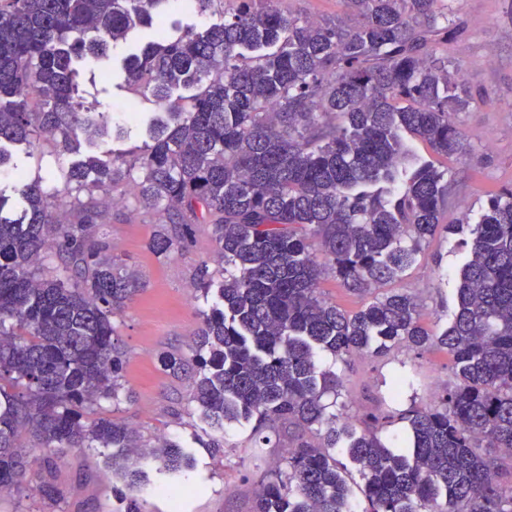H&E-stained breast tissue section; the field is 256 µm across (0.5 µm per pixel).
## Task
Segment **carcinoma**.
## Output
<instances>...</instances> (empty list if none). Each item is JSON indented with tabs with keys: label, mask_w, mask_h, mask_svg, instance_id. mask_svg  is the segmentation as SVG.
<instances>
[{
	"label": "carcinoma",
	"mask_w": 512,
	"mask_h": 512,
	"mask_svg": "<svg viewBox=\"0 0 512 512\" xmlns=\"http://www.w3.org/2000/svg\"><path fill=\"white\" fill-rule=\"evenodd\" d=\"M170 2L0 0V145L111 133L108 113L79 100V65L140 25L155 40L127 83L164 109L133 158L90 156L54 191L24 183L23 219L0 214V496L64 448H103L128 487L124 512H150L142 461L171 478L191 466L182 443L146 444L101 412L124 390L112 318L137 281L106 254L94 191L124 182L133 210L168 219L149 243L157 256L210 228L221 280L200 268L195 288L212 304L198 341L159 357L165 372L193 374L210 447L231 423L297 430L251 512H356L338 448L364 480L362 512H512V187L466 224L458 310L441 333L411 295L378 293L417 262L450 205L448 171L406 136L446 158L465 152L451 115L468 99L438 54L459 28L442 0H345L359 15L350 29L237 0L224 21L177 38L161 24ZM180 86L194 94L171 98ZM326 270L368 302L348 312L323 298ZM397 346L446 350L454 381L401 413L409 436L393 450L378 436L391 417L331 410L343 380L320 355Z\"/></svg>",
	"instance_id": "carcinoma-1"
}]
</instances>
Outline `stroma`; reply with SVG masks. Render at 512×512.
I'll use <instances>...</instances> for the list:
<instances>
[{"label":"stroma","mask_w":512,"mask_h":512,"mask_svg":"<svg viewBox=\"0 0 512 512\" xmlns=\"http://www.w3.org/2000/svg\"><path fill=\"white\" fill-rule=\"evenodd\" d=\"M274 5L295 17L355 23L345 0H275ZM444 6L465 28L462 36L449 41L446 51L450 61L461 64L462 81L473 92L468 105L454 115L468 152L437 158L427 142L415 141L418 155L447 169L455 200L443 216L445 230L424 246L418 262L393 284L416 298L422 323L434 331L446 327L457 309V278L468 253L459 219L466 215L477 220L491 192L512 186V0H445ZM150 39V29L136 28L111 45L106 62L91 60L81 67L88 100L110 113L119 136L91 144L83 141L68 149L49 139L35 147H10L9 159L0 164V194L9 197L15 211L24 208L13 192L16 174L50 188L61 185L64 173L87 156L128 153L148 142L147 124L159 106L148 98L140 100L136 114L127 112L131 93L125 66ZM159 222L155 214L131 213L126 201L112 205L106 216L107 248L130 265L140 287L114 319L127 353L123 383L129 396L116 405L104 403L103 408L133 424L144 438L168 435L188 446L193 466L181 478V512H250L256 488L281 463L279 441L287 436L288 427L280 424L268 430L263 442L252 425L231 424L224 428L223 447H209L207 426L191 400L190 378L168 375L158 358L164 352L187 351L201 325V314L209 305L192 284L201 265L211 263L213 243L208 226L200 224L183 254L157 257L147 244ZM323 361L342 376L339 401L352 415L430 404L453 380L447 353L435 348L417 354L397 347L377 358L354 357L347 364L327 354ZM397 375L406 383L395 397L390 386ZM54 480L63 493L59 505H51L25 484L0 498V512H116L123 484L113 477L102 449L65 450Z\"/></svg>","instance_id":"stroma-1"}]
</instances>
